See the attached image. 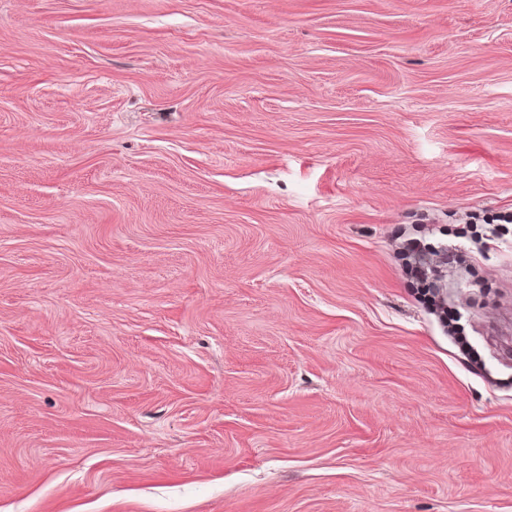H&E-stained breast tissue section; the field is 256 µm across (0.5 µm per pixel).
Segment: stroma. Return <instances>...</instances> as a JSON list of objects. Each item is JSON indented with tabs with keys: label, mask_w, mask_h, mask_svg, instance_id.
Returning a JSON list of instances; mask_svg holds the SVG:
<instances>
[{
	"label": "stroma",
	"mask_w": 512,
	"mask_h": 512,
	"mask_svg": "<svg viewBox=\"0 0 512 512\" xmlns=\"http://www.w3.org/2000/svg\"><path fill=\"white\" fill-rule=\"evenodd\" d=\"M504 210L512 0H0V512H512ZM404 248L405 271L417 279H422L427 274L423 262L422 245L417 239L406 241Z\"/></svg>",
	"instance_id": "35a3bbf8"
}]
</instances>
